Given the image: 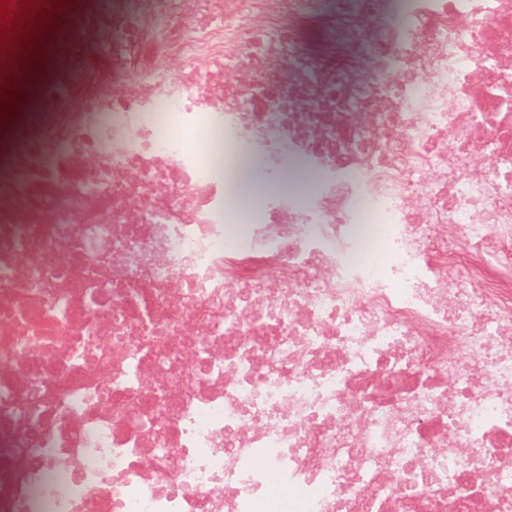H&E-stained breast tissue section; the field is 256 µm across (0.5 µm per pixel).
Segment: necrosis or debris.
I'll list each match as a JSON object with an SVG mask.
<instances>
[{
	"label": "necrosis or debris",
	"mask_w": 512,
	"mask_h": 512,
	"mask_svg": "<svg viewBox=\"0 0 512 512\" xmlns=\"http://www.w3.org/2000/svg\"><path fill=\"white\" fill-rule=\"evenodd\" d=\"M42 9L0 512H512V0Z\"/></svg>",
	"instance_id": "1"
}]
</instances>
